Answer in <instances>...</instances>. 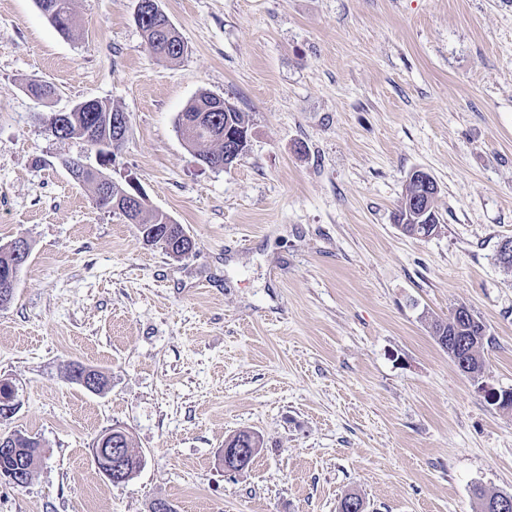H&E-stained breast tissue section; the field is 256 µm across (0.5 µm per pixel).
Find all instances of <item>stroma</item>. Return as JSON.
<instances>
[{
  "label": "stroma",
  "mask_w": 512,
  "mask_h": 512,
  "mask_svg": "<svg viewBox=\"0 0 512 512\" xmlns=\"http://www.w3.org/2000/svg\"><path fill=\"white\" fill-rule=\"evenodd\" d=\"M137 0H75L60 36L34 0H0V245L26 238L0 307V378L38 438L0 512H481L512 493V0H159L187 49L158 60ZM39 78L54 94L36 99ZM249 118L228 169L176 131L199 93ZM95 99L130 118L100 163L47 115ZM134 179L147 213L194 243L176 259L96 206L64 167ZM415 169L439 192L432 236L393 213ZM467 306L487 327L481 381L431 324ZM105 373L93 393L68 364ZM128 432L146 464L115 486L92 450ZM260 447L224 470L240 432Z\"/></svg>",
  "instance_id": "obj_1"
}]
</instances>
